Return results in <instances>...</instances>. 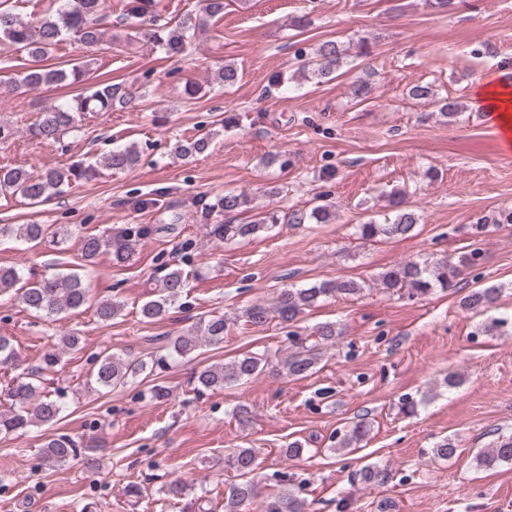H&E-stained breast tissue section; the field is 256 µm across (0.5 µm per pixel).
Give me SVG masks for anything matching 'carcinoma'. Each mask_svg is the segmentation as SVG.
<instances>
[{"mask_svg":"<svg viewBox=\"0 0 512 512\" xmlns=\"http://www.w3.org/2000/svg\"><path fill=\"white\" fill-rule=\"evenodd\" d=\"M8 0H0V51L21 53L28 57L29 66L11 80V91L24 93L41 88L80 86L91 80L94 73V55L103 50L106 30L104 25L112 17L106 0H39L42 10L24 19L6 6ZM202 7L195 13H187L177 21L167 19L159 13L156 0H125L122 7V23L127 25L126 39L138 37V22H148L153 44L170 58L183 55L190 44L193 33L203 31L215 24L224 15V0H202ZM83 46L89 58L74 62L68 68L45 64L54 48L65 40ZM346 49L336 40H325L318 45L312 57L303 64V76L313 77L317 82L330 81L343 66ZM93 81V80H91ZM413 100L430 101L439 105V114L451 118L456 115V104L436 97L432 86L415 84L408 90ZM134 101L133 93L120 83L96 79L93 86L83 90L69 101L54 104L36 113L29 123L31 132L48 142H58L66 134L77 130L81 115L87 112H110L116 108H128ZM212 144L208 134L177 140L172 153L188 158L205 153ZM140 152L133 144L117 147L100 161L85 165L57 164L40 171L29 172L20 167L0 166V193L9 194L29 205L39 204L53 196L64 193L77 180L90 181L104 167L123 171L138 164ZM316 204L306 213L295 214L296 224H328L336 217L335 205L329 194L320 192L315 196ZM251 199L244 191L224 193L217 208L226 215L239 214L250 208ZM394 216L379 223L371 218L357 225L363 239H394L409 235L418 224L417 213L405 205V196L391 200ZM278 211L268 209L247 224H216L210 230L212 236L221 240L247 237L263 228L281 223ZM151 229L145 225L127 224L106 237L87 234L82 239V257L90 262L102 252L112 254V259L124 263L134 253L138 242L146 238ZM57 232L45 224H20L15 237L36 244L47 238L56 239ZM481 248L477 243L461 254L457 260L447 258L422 262L409 260L395 265L378 275L380 287L388 293L403 291L410 296H427L437 288L446 290L457 286V279L467 268L477 265ZM188 286V274L176 267L170 269L160 280L158 295L144 302L140 315L145 322L163 317L178 303ZM364 282L354 278L324 279L304 288H284L273 305L255 303L242 313L244 323L261 327L272 321L284 327L293 325L306 309L318 302L337 296H354L362 293ZM501 289L495 285L474 288L461 299V307L475 313L485 312L495 306ZM18 302L26 310L46 317L61 312L75 311L88 302V288L76 272L57 273L50 276L35 273L24 276L15 267H0V297ZM125 303L120 298L103 299L98 302L96 315L102 322H110L120 316ZM227 321L222 314H208L198 318L194 326L174 336L166 337L164 349L167 354L143 359L110 351H102L94 358V366L85 388L91 391L110 392L124 387L142 375L146 378L154 372L167 368L168 359L183 358L193 354L202 344H219L224 340ZM336 324L322 323L314 335L303 336L296 331L288 332L289 349L282 360L286 374L306 377L316 369L323 349L335 342ZM83 336L71 330L60 337L54 348L45 353L39 364L17 375L13 382L0 389V438L23 432L29 427L52 425L60 419L65 392L57 389L51 395L44 381L49 372L59 364L64 354L82 349ZM19 353L10 339L0 336V370H15L19 366ZM274 369L267 356L248 353L230 363H215L204 367L194 376L192 391L202 395L209 390L222 389L229 384L248 381ZM140 396L152 403L168 399L169 392L161 384L154 383L140 391ZM370 432V425L362 420L348 430L337 442L338 449L355 448ZM81 456L88 465L94 459L87 449L77 446L71 437L51 435L43 444L41 458L44 466L56 467ZM476 464L490 467L497 463H512V436H500L493 446L479 451ZM224 468L232 470L242 478L233 483L224 494V512H246L256 496V487L251 474L256 468V452L252 448H236L224 455ZM361 479L369 484H384L389 480L386 469L366 466L361 470ZM282 489L268 497L265 512H306L305 499L301 497L306 479L294 481L281 476Z\"/></svg>","mask_w":512,"mask_h":512,"instance_id":"1","label":"carcinoma"}]
</instances>
